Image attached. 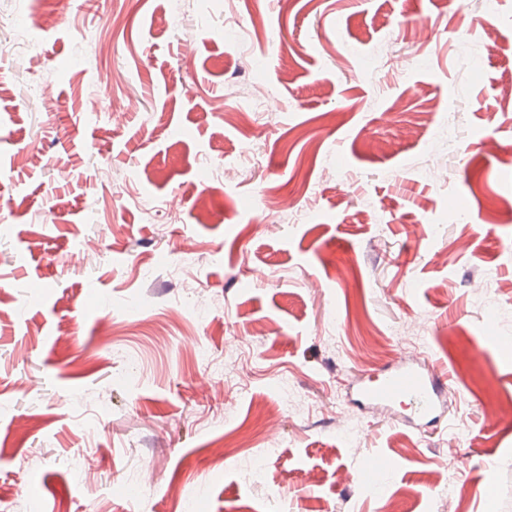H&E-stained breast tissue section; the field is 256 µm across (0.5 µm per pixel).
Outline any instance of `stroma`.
Returning <instances> with one entry per match:
<instances>
[{"label":"stroma","instance_id":"1","mask_svg":"<svg viewBox=\"0 0 512 512\" xmlns=\"http://www.w3.org/2000/svg\"><path fill=\"white\" fill-rule=\"evenodd\" d=\"M182 7L0 0L54 19L0 29V512H512L475 383L512 402V0ZM410 324L447 371L432 423L352 393ZM373 455L381 486L340 482Z\"/></svg>","mask_w":512,"mask_h":512}]
</instances>
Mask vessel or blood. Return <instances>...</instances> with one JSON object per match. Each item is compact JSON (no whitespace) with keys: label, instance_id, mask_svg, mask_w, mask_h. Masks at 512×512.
<instances>
[{"label":"vessel or blood","instance_id":"1","mask_svg":"<svg viewBox=\"0 0 512 512\" xmlns=\"http://www.w3.org/2000/svg\"><path fill=\"white\" fill-rule=\"evenodd\" d=\"M444 379V374L428 366L397 363L381 377L361 384L357 396L361 404L369 406H389L404 400L413 415L427 419L436 412Z\"/></svg>","mask_w":512,"mask_h":512}]
</instances>
